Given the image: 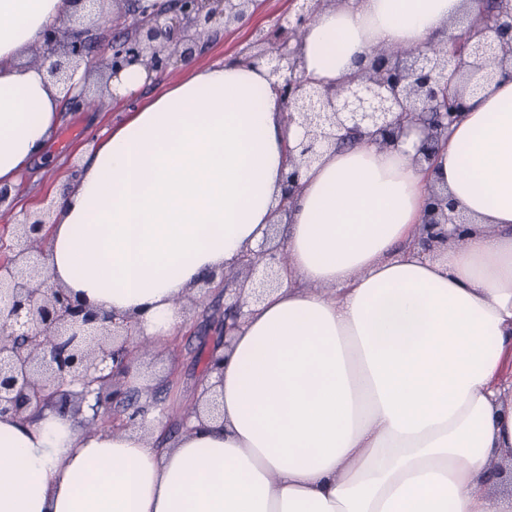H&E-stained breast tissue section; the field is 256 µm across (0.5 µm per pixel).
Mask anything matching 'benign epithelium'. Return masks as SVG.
I'll return each mask as SVG.
<instances>
[{
  "label": "benign epithelium",
  "mask_w": 512,
  "mask_h": 512,
  "mask_svg": "<svg viewBox=\"0 0 512 512\" xmlns=\"http://www.w3.org/2000/svg\"><path fill=\"white\" fill-rule=\"evenodd\" d=\"M123 24L102 40L90 27L62 30L52 26L36 49L34 64L58 83H68L80 62L97 55L110 76L127 66H141L148 77L172 72L204 44L203 36L242 23L259 8L260 0H163L147 7L142 0H117ZM479 16L449 39L431 40L419 49L377 46L359 63L356 74L336 87L322 88L298 71L297 46L315 14L335 0H302L300 9L272 29L257 34L268 49L245 56L255 66L267 59L270 73L281 81L280 102L288 124L302 129L289 150V170L283 179L284 200L293 204L302 188L303 170L331 146L362 142L388 150L416 131L420 144L415 162L430 160L448 130L468 108L476 89L497 75L512 76V0H478ZM471 220L448 198L431 190L422 218V245L433 246L442 224H453L454 241L463 242L460 225ZM46 221L25 215L18 220V250L0 261V415L24 416L31 406H56L62 413L76 401L95 397L91 427L103 416L121 418L133 426L145 423L149 407L131 408L125 388L132 351L129 328L107 313L72 302L62 288L46 286L38 257ZM282 244L262 243L244 254L238 266L224 273L220 294L232 301L221 311L220 323L204 326L207 340L205 370L218 368L217 349L230 344L231 325L244 308L259 302L276 283L277 269L287 265ZM80 383L73 393L65 386Z\"/></svg>",
  "instance_id": "1"
}]
</instances>
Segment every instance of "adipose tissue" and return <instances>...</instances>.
<instances>
[{"label":"adipose tissue","mask_w":512,"mask_h":512,"mask_svg":"<svg viewBox=\"0 0 512 512\" xmlns=\"http://www.w3.org/2000/svg\"><path fill=\"white\" fill-rule=\"evenodd\" d=\"M470 0H341L302 39L333 85L373 47L453 34ZM72 0H0V185L48 157L66 91L27 61ZM276 77L242 58L162 85L95 144L44 230L51 284L132 327L182 335L177 301L266 238L288 146ZM418 134L329 148L286 226L289 264L203 389L223 416L158 442L0 416V512H512V78L468 100L431 161ZM473 219L424 251L430 188Z\"/></svg>","instance_id":"obj_1"}]
</instances>
